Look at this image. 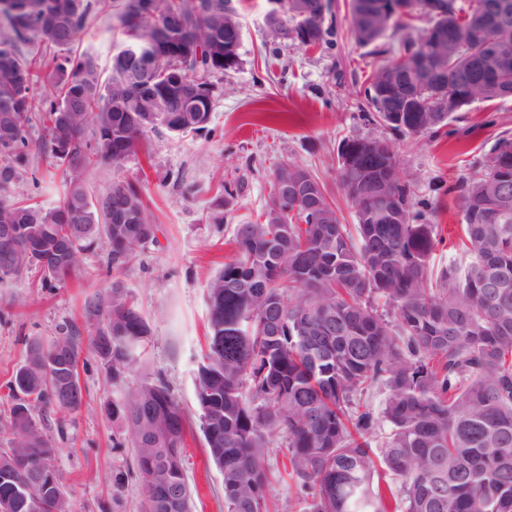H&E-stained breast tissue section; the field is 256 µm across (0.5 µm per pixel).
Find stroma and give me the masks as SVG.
<instances>
[{
  "mask_svg": "<svg viewBox=\"0 0 512 512\" xmlns=\"http://www.w3.org/2000/svg\"><path fill=\"white\" fill-rule=\"evenodd\" d=\"M242 25L241 65L220 81L209 128L200 133H149L147 154L125 161L121 169L93 170V189L105 188L122 175L139 182L157 226L153 241L141 245L137 259L118 274L122 288L135 300L151 334L142 356L151 375L169 384L192 428L183 450L184 474L192 490V512H226L222 477L209 461L199 427L194 379L206 349L208 305L206 282L233 254L236 225L256 220L269 200L272 172L293 162L324 185L341 223L354 224L337 179V149L348 137H385L388 129L363 121L356 92L378 59L350 36L346 0H337L336 32L318 47L291 44L274 49L266 26L276 0H236ZM112 0H101L76 46L109 63L115 51ZM448 135L394 138L403 181L413 201L437 205L436 222L455 228L461 215L449 187L473 174L501 132L512 131V99L479 102L450 121ZM31 166L38 187L20 183L37 202L51 208L62 189L49 158L34 151ZM240 184L213 218L214 201L224 186ZM109 246L99 242L82 255L73 278L57 288H40L39 273L0 284V416L11 400L6 382L26 356L31 339L51 340L59 326L72 324L82 336L93 326L83 316L84 301L106 288L99 274ZM79 369L86 404L64 426L48 423L58 454L71 512H112L120 498L122 512H139L140 480L133 466L128 436L113 422L112 386L91 351H83ZM280 449L268 452L267 496L273 512H284L296 488L285 475ZM124 471L120 488L112 476Z\"/></svg>",
  "mask_w": 512,
  "mask_h": 512,
  "instance_id": "obj_1",
  "label": "stroma"
}]
</instances>
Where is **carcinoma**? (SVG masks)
<instances>
[{"instance_id": "cac0c4a2", "label": "carcinoma", "mask_w": 512, "mask_h": 512, "mask_svg": "<svg viewBox=\"0 0 512 512\" xmlns=\"http://www.w3.org/2000/svg\"><path fill=\"white\" fill-rule=\"evenodd\" d=\"M406 2L380 32L367 12ZM119 0V46L109 74L98 57L75 50L98 0H0V272L19 279L36 270L41 287L67 282L77 257L99 237L109 242L107 268L119 274L136 249L154 239L139 183L117 176L101 191L88 184L94 169L121 167L142 150L148 133H198L215 99L212 78L224 74V17L232 0H146L133 21ZM284 9L287 39L315 46L332 33L325 21L333 0H307L303 18ZM491 0H350L351 35L384 57L357 94L365 119L404 136L438 134L453 118L436 119L435 99L456 88L461 73L477 71L489 34L479 23ZM427 27L412 35L411 21ZM453 23L461 48L439 61L442 81L428 83L414 112H394L382 97L383 74L430 51ZM160 59L144 80L121 58ZM198 95L167 123L156 111L178 99L186 73ZM51 92L34 97L42 78ZM512 61L494 75L481 101L505 98ZM46 124L35 142V112ZM49 155L63 177L57 206L46 209L15 191L31 151ZM395 146L386 138L355 137L338 148V179L357 219L356 233L340 223L323 185L288 162L273 174L269 202L258 220L236 225L234 255L207 284V352L195 393L207 453L222 476L227 512H269L267 450L285 449V469L299 492L288 512H512V134L505 131L474 175L456 186L462 215L458 246L469 262L436 270L444 242L393 173ZM368 181L354 191L346 170ZM307 178L309 192L283 187ZM386 188L393 213L375 206ZM95 334L83 340L65 325L44 343L32 340L6 387L13 400L0 420V499L13 512H57L63 489L58 448L35 411L58 425L83 405L78 370L83 345L118 393L112 416L131 435L141 480L142 512H191L181 460L187 418L166 381L143 376L135 384L151 329L117 284L85 300ZM384 386L380 412L363 396ZM387 426L378 449L375 435ZM400 480L394 492L374 481L379 468ZM40 479L36 498L21 486Z\"/></svg>"}]
</instances>
